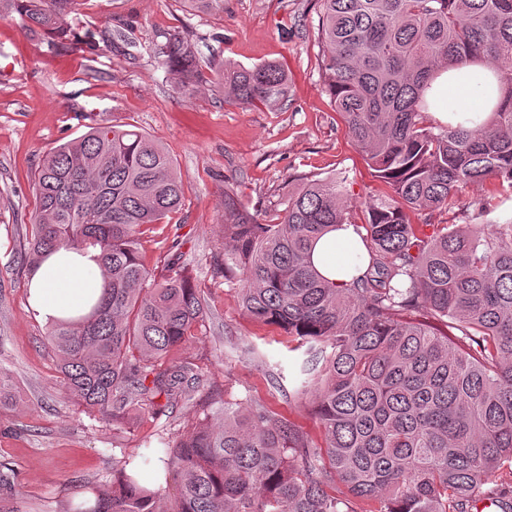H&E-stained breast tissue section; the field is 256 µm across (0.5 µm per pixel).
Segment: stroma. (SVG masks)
<instances>
[{
  "instance_id": "1",
  "label": "stroma",
  "mask_w": 512,
  "mask_h": 512,
  "mask_svg": "<svg viewBox=\"0 0 512 512\" xmlns=\"http://www.w3.org/2000/svg\"><path fill=\"white\" fill-rule=\"evenodd\" d=\"M319 9V0H224L223 14L212 15L187 0H82L84 27L128 36L94 55L50 46L0 19V371L16 395L0 407V464L14 482L0 495V512H66L93 500L110 485L113 461L132 456L152 468L161 443L190 432L208 401L259 400L320 440L317 419L298 400L294 341L252 320L236 276L224 271L225 190L261 224L276 222L288 193L310 178L346 179L355 224L365 218L362 201L389 190L372 177L322 82ZM173 28L216 65L280 63L291 88L285 108L243 107L207 80L193 98L182 96L152 52L157 33ZM91 126L137 128L170 154L183 203L147 226L140 255L152 267L180 254L205 309L194 341L169 356L197 373L189 396L158 412L142 409L125 425L67 400L48 328L26 308L21 252L36 208L32 184L46 153ZM410 220L503 223L512 220V198L490 177L466 188L452 215L419 211Z\"/></svg>"
}]
</instances>
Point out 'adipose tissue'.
<instances>
[{
    "label": "adipose tissue",
    "instance_id": "adipose-tissue-1",
    "mask_svg": "<svg viewBox=\"0 0 512 512\" xmlns=\"http://www.w3.org/2000/svg\"><path fill=\"white\" fill-rule=\"evenodd\" d=\"M495 69L469 65L442 74L428 92L429 97L446 102L433 116L444 124H457L473 117L475 109L490 110L497 102ZM364 253L365 247L354 225L342 224L316 245L313 260L326 278L342 284L358 275V268L332 263L333 252ZM101 271L95 253L83 254L62 247L31 270L27 305L44 323L88 311L101 292Z\"/></svg>",
    "mask_w": 512,
    "mask_h": 512
}]
</instances>
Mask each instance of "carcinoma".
<instances>
[{
	"label": "carcinoma",
	"instance_id": "1",
	"mask_svg": "<svg viewBox=\"0 0 512 512\" xmlns=\"http://www.w3.org/2000/svg\"><path fill=\"white\" fill-rule=\"evenodd\" d=\"M320 2L325 88L391 188L356 225L367 268L338 286L314 266L317 241L349 223L352 205L343 182L311 179L275 224L224 192V271L238 275L250 318L307 346L322 441L258 401L208 406L158 457L180 477L173 509L128 457L88 512H472L482 500L512 512V222L430 234L410 222L487 177L512 196V0ZM77 14L78 0H0V19L52 46L73 35ZM159 37L179 91L194 95L197 43L178 28ZM467 63L497 69L498 103L472 128L434 123L432 82ZM213 74L246 107L288 102L275 62ZM33 193L29 268L60 246L99 251L101 297L49 328L68 395L122 424L132 393L150 404L186 394L192 368L163 364L204 306L186 266L170 259L158 280L138 248L143 227L181 206L170 155L144 132L91 127L43 159ZM419 310L448 319L459 340L408 318ZM503 469L509 480L491 479Z\"/></svg>",
	"mask_w": 512,
	"mask_h": 512
}]
</instances>
